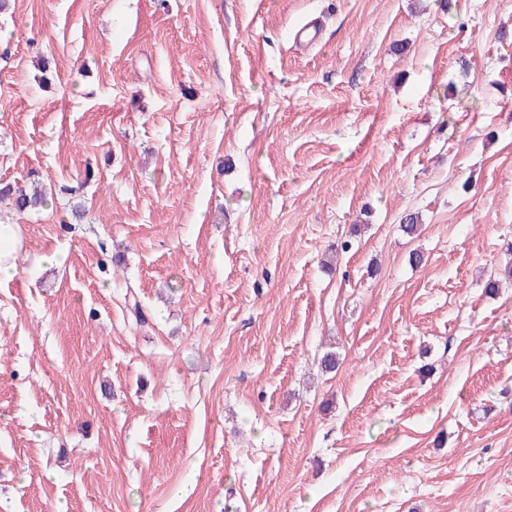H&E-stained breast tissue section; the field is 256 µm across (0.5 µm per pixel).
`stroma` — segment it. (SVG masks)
I'll use <instances>...</instances> for the list:
<instances>
[{"label": "stroma", "instance_id": "1", "mask_svg": "<svg viewBox=\"0 0 512 512\" xmlns=\"http://www.w3.org/2000/svg\"><path fill=\"white\" fill-rule=\"evenodd\" d=\"M34 180L0 512H512V0H8Z\"/></svg>", "mask_w": 512, "mask_h": 512}]
</instances>
